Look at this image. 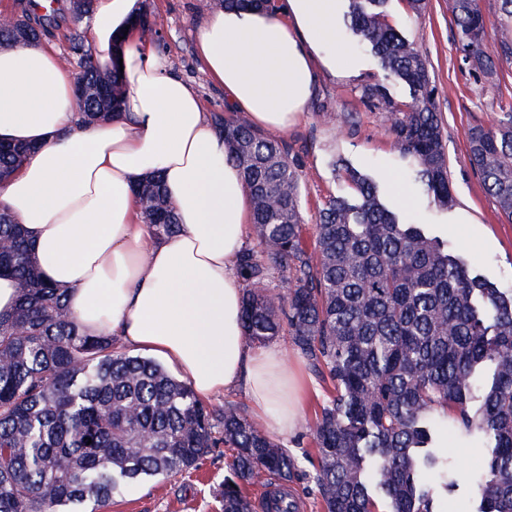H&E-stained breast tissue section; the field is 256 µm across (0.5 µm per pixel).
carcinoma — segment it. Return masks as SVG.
Segmentation results:
<instances>
[{
  "label": "carcinoma",
  "instance_id": "obj_1",
  "mask_svg": "<svg viewBox=\"0 0 512 512\" xmlns=\"http://www.w3.org/2000/svg\"><path fill=\"white\" fill-rule=\"evenodd\" d=\"M224 8L274 14L276 0H219ZM389 0H349L351 31L384 73L408 87L399 106L382 83L363 99L386 113L399 158L439 207L454 204L446 137L433 106L426 58L392 26ZM459 48L484 74L512 59V24L493 51L483 40L478 0H448ZM38 42L61 25L57 13L18 19ZM80 57L77 112L89 120L120 112L116 69L103 73L73 34ZM226 159L239 169L252 200L256 245L236 263L246 284L245 342L262 344L288 326L292 343L333 392L311 433L324 512H439V495L456 485L434 441L448 433L482 435L488 455L472 479L478 507L512 512V288L474 269L462 251L403 220L372 176L345 165L351 193L318 209L307 243L301 184L285 142L234 114L214 116ZM30 148L0 143V182ZM467 157L499 210L512 218V115L495 127L474 126ZM140 214L157 238L178 224L160 176L137 190ZM0 275L14 277V311L0 317V512H100L134 482L175 477L210 449L234 450L221 493L223 512H254L247 487L266 477L293 481L288 449L259 430L245 411H217L159 362L114 349L110 334L89 336L70 316L66 293L46 280L8 210L0 209ZM276 269L279 300L260 284ZM267 512H297L280 490Z\"/></svg>",
  "mask_w": 512,
  "mask_h": 512
}]
</instances>
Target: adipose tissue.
<instances>
[{"mask_svg":"<svg viewBox=\"0 0 512 512\" xmlns=\"http://www.w3.org/2000/svg\"><path fill=\"white\" fill-rule=\"evenodd\" d=\"M144 9V0L93 4L91 44L102 62L123 61L122 110L107 121L79 122L74 72L47 45L0 50V141L34 148L0 183V206L24 225L87 334L162 356L203 399L245 385L255 417L284 434L298 417L296 381L276 347L244 343L235 262L250 196L198 92L136 27ZM341 11L342 0H284L275 16L218 7L198 28L197 51L252 126L284 131L317 71L348 78L363 68L338 41ZM156 174L179 224L159 239L134 194Z\"/></svg>","mask_w":512,"mask_h":512,"instance_id":"obj_1","label":"adipose tissue"}]
</instances>
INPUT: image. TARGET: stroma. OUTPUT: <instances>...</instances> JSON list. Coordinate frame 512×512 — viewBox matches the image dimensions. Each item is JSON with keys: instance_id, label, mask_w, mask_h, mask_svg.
Instances as JSON below:
<instances>
[{"instance_id": "stroma-1", "label": "stroma", "mask_w": 512, "mask_h": 512, "mask_svg": "<svg viewBox=\"0 0 512 512\" xmlns=\"http://www.w3.org/2000/svg\"><path fill=\"white\" fill-rule=\"evenodd\" d=\"M216 5L217 0H146L148 13L159 22L152 41L163 64L197 90L205 111L212 115L233 109L194 50L196 30ZM387 11L390 22L416 43L430 64L435 109L447 136L448 180L456 199L452 210L442 211L408 184L404 209L415 222L432 225L449 247L465 251L484 275L512 288V220L498 210L467 159L469 128L495 126L512 113V61H500L491 76L475 72L458 49L448 0H429L419 15L410 12L404 0H390ZM341 40L353 55L363 58V71L352 78L319 74L306 112L282 134L300 177L301 212L309 227L322 202L349 191L344 174L331 165L333 157H343L351 167L372 173L387 175L397 170L385 114L361 98L362 88L383 80V75L349 33H342ZM273 344L282 350L289 372L300 374L304 381L296 426L277 438L295 460L291 491L298 512H323L314 480L317 462L309 424L330 385L314 372L288 333L274 338ZM441 443L449 465L468 472L475 471L488 453L485 441L476 435H445ZM232 459L231 449H212L188 473L126 486L104 512H222L220 491Z\"/></svg>"}]
</instances>
